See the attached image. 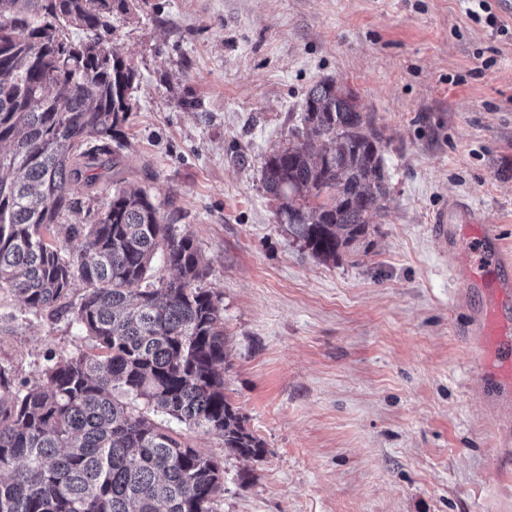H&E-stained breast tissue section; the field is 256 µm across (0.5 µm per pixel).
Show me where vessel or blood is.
I'll return each instance as SVG.
<instances>
[{"label": "vessel or blood", "instance_id": "vessel-or-blood-1", "mask_svg": "<svg viewBox=\"0 0 512 512\" xmlns=\"http://www.w3.org/2000/svg\"><path fill=\"white\" fill-rule=\"evenodd\" d=\"M456 233L470 254L465 288L478 293L481 316L474 329L475 354L494 377L512 379V250L497 244L490 225L466 221Z\"/></svg>", "mask_w": 512, "mask_h": 512}]
</instances>
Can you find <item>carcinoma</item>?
I'll return each instance as SVG.
<instances>
[{
  "mask_svg": "<svg viewBox=\"0 0 512 512\" xmlns=\"http://www.w3.org/2000/svg\"><path fill=\"white\" fill-rule=\"evenodd\" d=\"M134 10L0 0V289L36 314L72 313L91 341L30 386L0 370V512H214L224 466L158 414L222 437L239 459L265 453L224 393L222 300L200 286L208 264L178 212L134 185L83 210L138 78L103 37L114 13ZM299 120L261 180L292 236L334 262L387 209L384 136L333 78L307 89ZM83 211L85 222L60 223ZM158 255L171 278L155 271Z\"/></svg>",
  "mask_w": 512,
  "mask_h": 512,
  "instance_id": "carcinoma-1",
  "label": "carcinoma"
}]
</instances>
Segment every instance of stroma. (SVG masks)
<instances>
[{
    "label": "stroma",
    "mask_w": 512,
    "mask_h": 512,
    "mask_svg": "<svg viewBox=\"0 0 512 512\" xmlns=\"http://www.w3.org/2000/svg\"><path fill=\"white\" fill-rule=\"evenodd\" d=\"M139 0L108 46L139 73L115 183L180 211L220 295L226 393L260 459L178 425L224 464L218 512H512V384L483 377L466 334L478 299L436 214L512 246V0ZM336 79L388 145L385 216L326 263L262 187L307 88ZM71 314L0 290V369L35 382L87 350Z\"/></svg>",
    "instance_id": "stroma-1"
}]
</instances>
